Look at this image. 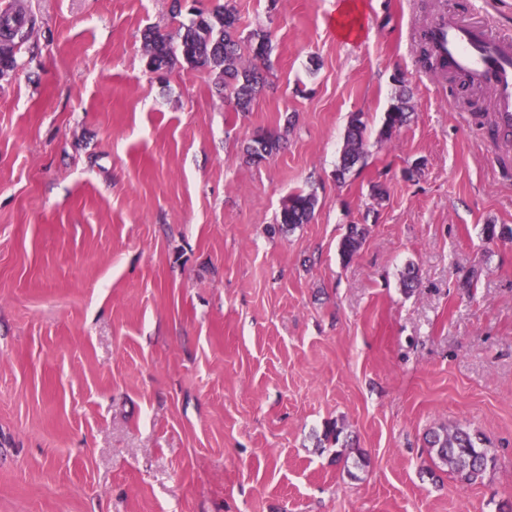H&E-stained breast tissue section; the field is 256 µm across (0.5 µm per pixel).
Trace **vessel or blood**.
Listing matches in <instances>:
<instances>
[{
	"instance_id": "1",
	"label": "vessel or blood",
	"mask_w": 512,
	"mask_h": 512,
	"mask_svg": "<svg viewBox=\"0 0 512 512\" xmlns=\"http://www.w3.org/2000/svg\"><path fill=\"white\" fill-rule=\"evenodd\" d=\"M430 38L449 70L493 89L495 121L512 130V45L445 18L431 29Z\"/></svg>"
}]
</instances>
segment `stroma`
<instances>
[{
  "label": "stroma",
  "instance_id": "1",
  "mask_svg": "<svg viewBox=\"0 0 512 512\" xmlns=\"http://www.w3.org/2000/svg\"><path fill=\"white\" fill-rule=\"evenodd\" d=\"M221 2L23 0L0 80V512H512V243L483 234L512 229V133L420 50L441 16L512 35V0H351L355 41L340 0H234L273 43L246 112L143 48ZM399 74L413 112L382 142ZM354 112L367 164L340 182ZM262 130L281 148L256 165ZM300 190L311 222L271 233ZM458 426L495 458L482 482L428 454ZM280 136L276 133L256 132L248 142L245 153L250 162L259 164L280 149ZM365 237V228L359 224L348 225L340 242V253L344 259H351L360 249Z\"/></svg>",
  "mask_w": 512,
  "mask_h": 512
}]
</instances>
